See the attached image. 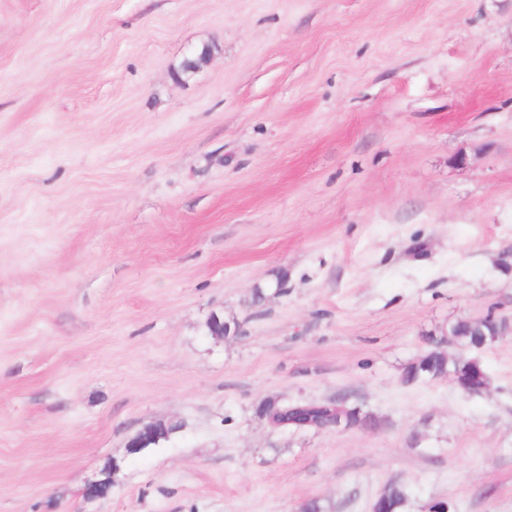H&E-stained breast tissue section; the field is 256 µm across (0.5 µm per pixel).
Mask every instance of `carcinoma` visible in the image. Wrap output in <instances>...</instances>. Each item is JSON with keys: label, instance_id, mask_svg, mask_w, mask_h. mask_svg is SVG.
Listing matches in <instances>:
<instances>
[{"label": "carcinoma", "instance_id": "cac0c4a2", "mask_svg": "<svg viewBox=\"0 0 512 512\" xmlns=\"http://www.w3.org/2000/svg\"><path fill=\"white\" fill-rule=\"evenodd\" d=\"M447 375L452 376L461 388L488 384L485 370L477 358L466 355L445 356L434 352L426 353L410 363L405 368L404 379L407 382L438 380ZM257 412L273 427L285 421L293 422L294 431L313 430L329 416L335 417L336 423L347 427H359L373 421L371 416L362 413L357 407L329 410L321 403H305L290 412L282 404L269 400L259 405ZM378 502L382 512H403L407 492L403 486L391 483L378 497Z\"/></svg>", "mask_w": 512, "mask_h": 512}]
</instances>
